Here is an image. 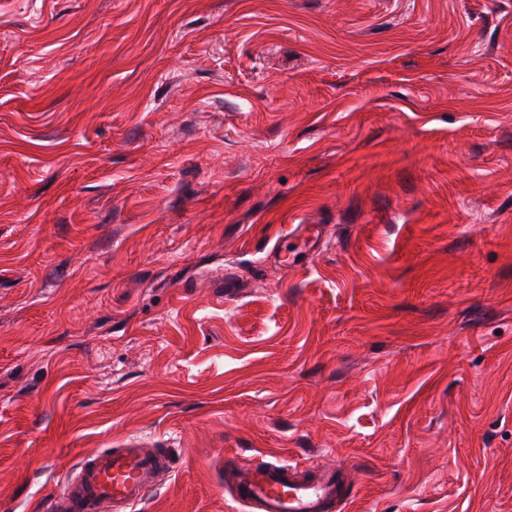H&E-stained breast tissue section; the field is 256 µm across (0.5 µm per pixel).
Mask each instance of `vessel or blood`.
Listing matches in <instances>:
<instances>
[{"mask_svg": "<svg viewBox=\"0 0 512 512\" xmlns=\"http://www.w3.org/2000/svg\"><path fill=\"white\" fill-rule=\"evenodd\" d=\"M139 438L82 458L73 477L50 495L47 512H135L160 474L167 456L142 450ZM234 499L255 512H327L339 497L336 473L318 471L301 479L295 466L275 459L255 470L233 469Z\"/></svg>", "mask_w": 512, "mask_h": 512, "instance_id": "obj_1", "label": "vessel or blood"}]
</instances>
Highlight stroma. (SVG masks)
<instances>
[{
	"mask_svg": "<svg viewBox=\"0 0 512 512\" xmlns=\"http://www.w3.org/2000/svg\"><path fill=\"white\" fill-rule=\"evenodd\" d=\"M131 436L512 512V0H0V512Z\"/></svg>",
	"mask_w": 512,
	"mask_h": 512,
	"instance_id": "obj_1",
	"label": "stroma"
}]
</instances>
